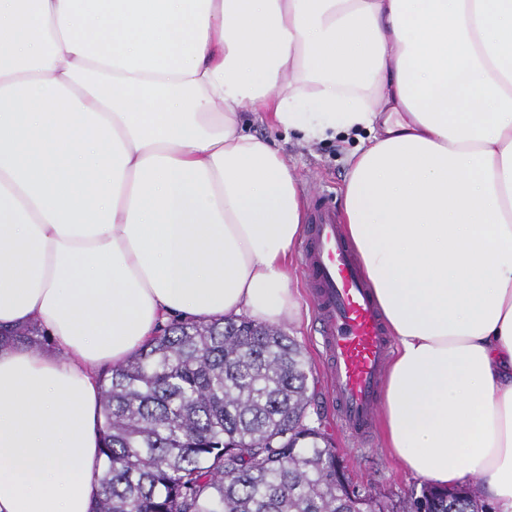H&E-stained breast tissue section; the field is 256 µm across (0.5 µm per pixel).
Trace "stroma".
Masks as SVG:
<instances>
[{
	"mask_svg": "<svg viewBox=\"0 0 512 512\" xmlns=\"http://www.w3.org/2000/svg\"><path fill=\"white\" fill-rule=\"evenodd\" d=\"M250 131L276 142L287 156L303 192L322 186L332 192L336 204H343L349 145L338 141L301 143L284 132L258 123L252 124ZM293 257L288 275L292 287L299 292L304 314L298 321L283 319L279 327L300 345L308 362V411L320 417L353 485L371 488L384 501H400L410 489L422 488L424 480L410 472L384 448L382 430H375L369 441L357 445L337 422L332 403L333 388L321 354L320 325L312 309L303 272L301 245H294Z\"/></svg>",
	"mask_w": 512,
	"mask_h": 512,
	"instance_id": "stroma-1",
	"label": "stroma"
}]
</instances>
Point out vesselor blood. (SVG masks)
Here are the masks:
<instances>
[{"instance_id": "1", "label": "vessel or blood", "mask_w": 512, "mask_h": 512, "mask_svg": "<svg viewBox=\"0 0 512 512\" xmlns=\"http://www.w3.org/2000/svg\"><path fill=\"white\" fill-rule=\"evenodd\" d=\"M303 263L334 384L337 417L351 438L365 442L378 415L390 340L372 291L340 231L336 209L323 192L311 195Z\"/></svg>"}]
</instances>
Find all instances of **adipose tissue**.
Returning <instances> with one entry per match:
<instances>
[{
    "instance_id": "adipose-tissue-1",
    "label": "adipose tissue",
    "mask_w": 512,
    "mask_h": 512,
    "mask_svg": "<svg viewBox=\"0 0 512 512\" xmlns=\"http://www.w3.org/2000/svg\"><path fill=\"white\" fill-rule=\"evenodd\" d=\"M253 117L355 139L385 445L512 512V0H0V332L51 338L0 344V512H91L103 370L171 318L299 316Z\"/></svg>"
}]
</instances>
